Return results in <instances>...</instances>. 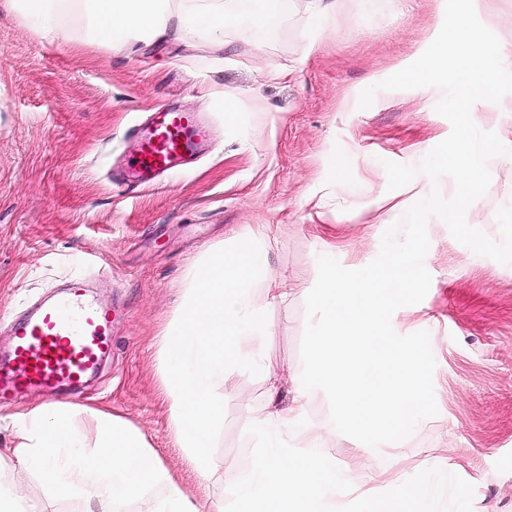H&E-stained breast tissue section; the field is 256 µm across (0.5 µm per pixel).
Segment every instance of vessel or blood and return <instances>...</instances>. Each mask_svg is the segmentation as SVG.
Masks as SVG:
<instances>
[{
    "label": "vessel or blood",
    "instance_id": "1",
    "mask_svg": "<svg viewBox=\"0 0 512 512\" xmlns=\"http://www.w3.org/2000/svg\"><path fill=\"white\" fill-rule=\"evenodd\" d=\"M207 137L197 113L164 107L136 130L135 184L192 164ZM11 352L0 358V409L30 390L77 391L112 353V312L93 299L85 278L23 319L12 322Z\"/></svg>",
    "mask_w": 512,
    "mask_h": 512
}]
</instances>
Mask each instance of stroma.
<instances>
[{"mask_svg":"<svg viewBox=\"0 0 512 512\" xmlns=\"http://www.w3.org/2000/svg\"><path fill=\"white\" fill-rule=\"evenodd\" d=\"M446 0H344L334 28L319 31L288 6L262 22L243 15L222 47L189 32L121 50L37 34L0 6V352L14 318L86 275L96 299L117 311L112 358L72 402L119 416L144 433L183 488L231 502L257 443L248 420L262 413L264 377L226 371L217 393L225 422L206 485L178 448L161 396L159 341L181 302L186 277L209 250L244 228L271 243L268 273L291 294L270 306L277 329L260 361L301 373L305 299L327 255L359 269L378 255L402 210L387 196L384 161L416 166L451 131L435 107L441 89L360 92L414 62L439 33ZM237 98L236 114L225 94ZM207 117L213 136L196 167L160 187L127 189L134 130L155 107ZM354 159L356 190L343 192L334 158ZM492 189L470 225L498 238L496 212L512 205V164L493 158ZM338 219L315 217L323 197ZM419 269L424 282L393 308L398 334L428 357V417L390 447L368 450L348 431L325 442L336 460L399 459V477L433 497L435 512H512V265L475 254L446 224L428 221ZM470 485L458 498L453 484ZM0 491L25 495L29 512H85L51 498L37 474L0 472Z\"/></svg>","mask_w":512,"mask_h":512,"instance_id":"35a3bbf8","label":"stroma"}]
</instances>
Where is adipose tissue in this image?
I'll return each instance as SVG.
<instances>
[{"label": "adipose tissue", "instance_id": "obj_1", "mask_svg": "<svg viewBox=\"0 0 512 512\" xmlns=\"http://www.w3.org/2000/svg\"><path fill=\"white\" fill-rule=\"evenodd\" d=\"M40 35L68 38V23L86 26L92 44L120 48L133 41L177 38L188 31L212 34L238 24V0H0ZM426 257L416 247L358 278L327 267L317 296L319 316L308 339L311 369L290 403L277 373L266 372V406L256 425L263 436L251 469L241 478L232 510L200 503L178 484L145 436L126 420L80 404H44L15 415L16 440L0 448V468L39 474L57 499L78 498L97 512L139 501L142 512H341L346 466L323 451L337 430L378 447L411 432L410 407L425 400L428 358L392 333L387 312L422 281ZM319 394L332 408L317 424L306 421ZM299 430L304 444L285 437ZM165 486L164 501L154 489Z\"/></svg>", "mask_w": 512, "mask_h": 512}]
</instances>
